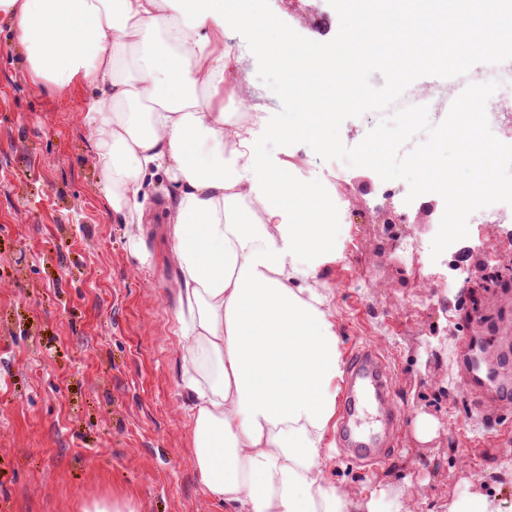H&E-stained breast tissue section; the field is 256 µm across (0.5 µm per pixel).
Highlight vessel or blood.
Here are the masks:
<instances>
[{
	"mask_svg": "<svg viewBox=\"0 0 512 512\" xmlns=\"http://www.w3.org/2000/svg\"><path fill=\"white\" fill-rule=\"evenodd\" d=\"M374 404L378 425L364 429L361 413ZM393 384L384 358L369 347H353L348 355L344 394L336 436L345 451L360 463L371 466L394 453L387 443V427L397 413Z\"/></svg>",
	"mask_w": 512,
	"mask_h": 512,
	"instance_id": "b4317fda",
	"label": "vessel or blood"
}]
</instances>
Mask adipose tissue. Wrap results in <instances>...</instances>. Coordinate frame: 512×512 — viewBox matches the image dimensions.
Wrapping results in <instances>:
<instances>
[{
    "label": "adipose tissue",
    "mask_w": 512,
    "mask_h": 512,
    "mask_svg": "<svg viewBox=\"0 0 512 512\" xmlns=\"http://www.w3.org/2000/svg\"><path fill=\"white\" fill-rule=\"evenodd\" d=\"M453 4L443 20L409 0H344L355 25L335 63L297 48L257 0H0L34 82L93 90L84 121L113 212L141 220L149 175L174 187L194 466L229 512H403L386 487L324 483L343 360L328 295L313 281L341 249L340 205L330 194L311 200L272 148L313 137L337 105L361 107L353 73L463 68L476 48L470 32L486 22L512 39V0ZM241 27L274 68L334 78L341 64L349 76L330 101L291 90L290 124L262 115L242 124L213 105L232 64L224 35Z\"/></svg>",
    "instance_id": "adipose-tissue-1"
}]
</instances>
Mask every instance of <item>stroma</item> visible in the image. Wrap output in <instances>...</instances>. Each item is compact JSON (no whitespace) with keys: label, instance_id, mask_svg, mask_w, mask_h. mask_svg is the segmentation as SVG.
Segmentation results:
<instances>
[{"label":"stroma","instance_id":"1","mask_svg":"<svg viewBox=\"0 0 512 512\" xmlns=\"http://www.w3.org/2000/svg\"><path fill=\"white\" fill-rule=\"evenodd\" d=\"M298 46L339 55L352 23L341 0H258ZM230 80L257 90L269 122L291 120L281 72L244 56ZM91 90L33 85L25 57L0 26V512H83L101 497H129L135 512H225L194 468L191 399L174 333L180 278L166 224L168 184L153 180L142 223L108 205L83 116ZM276 158L314 193L342 188L343 247L318 287L342 349L366 343L388 363L400 412L395 453L360 466L332 451L326 485L395 489L403 512H433L462 494L512 502V412L492 417L496 385L463 393L459 338L512 345V279L492 280L512 257V223L473 224L431 257L443 201H407L403 180L336 164L308 145ZM404 211L419 252L404 264L387 218ZM458 263L462 272L451 271ZM438 422L421 442L418 415Z\"/></svg>","mask_w":512,"mask_h":512}]
</instances>
